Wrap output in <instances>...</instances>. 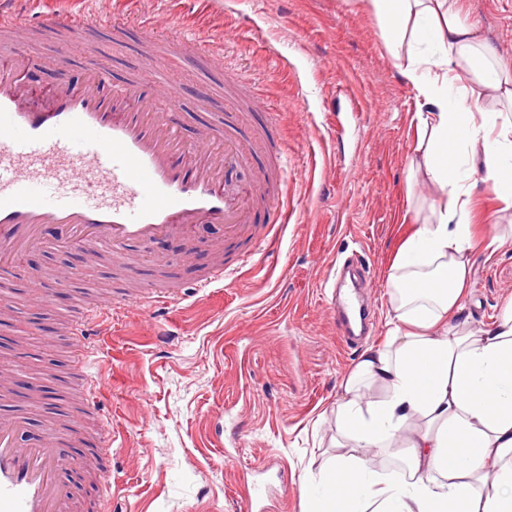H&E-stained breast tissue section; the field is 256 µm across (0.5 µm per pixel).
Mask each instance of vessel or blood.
Listing matches in <instances>:
<instances>
[{
  "instance_id": "vessel-or-blood-1",
  "label": "vessel or blood",
  "mask_w": 512,
  "mask_h": 512,
  "mask_svg": "<svg viewBox=\"0 0 512 512\" xmlns=\"http://www.w3.org/2000/svg\"><path fill=\"white\" fill-rule=\"evenodd\" d=\"M97 15L80 11L40 16L35 24L73 32L59 56L93 52L83 31ZM28 18L0 4V32L29 31ZM176 52L199 62L213 58L210 41L170 36ZM146 72L113 79L111 63L87 72L78 84L57 85L50 107L35 100L29 57L19 47L0 57V272L11 274L26 255L44 249L83 248L106 253L121 271L114 295L78 302L70 333L79 350L100 335L117 306L180 300L185 288L173 278L135 281L130 245L149 246L167 238L194 241L203 224H220L229 236L252 229L256 206L274 223L284 220L278 177L285 149L256 133L199 121L194 138L184 135L182 87L149 90ZM267 165L236 192H226L224 172ZM22 417L0 414V512H65L70 498L61 474L69 468L63 438L47 428L36 444L22 447Z\"/></svg>"
}]
</instances>
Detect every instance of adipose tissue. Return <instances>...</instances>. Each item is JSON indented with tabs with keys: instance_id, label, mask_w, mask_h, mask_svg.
Wrapping results in <instances>:
<instances>
[{
	"instance_id": "adipose-tissue-1",
	"label": "adipose tissue",
	"mask_w": 512,
	"mask_h": 512,
	"mask_svg": "<svg viewBox=\"0 0 512 512\" xmlns=\"http://www.w3.org/2000/svg\"><path fill=\"white\" fill-rule=\"evenodd\" d=\"M426 106L408 178L432 185L431 213L396 250L385 341L365 349L334 408L336 434L311 512H512V303L483 329L458 317L471 256L505 235L476 236L478 183L512 210V78L460 14V0H358ZM381 397L368 399L370 388ZM397 455L384 474L379 458Z\"/></svg>"
}]
</instances>
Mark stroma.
<instances>
[{
  "mask_svg": "<svg viewBox=\"0 0 512 512\" xmlns=\"http://www.w3.org/2000/svg\"><path fill=\"white\" fill-rule=\"evenodd\" d=\"M117 0L116 12L148 11L186 34L203 33L223 68L210 73L223 87L225 70L248 75L278 112L273 130L287 148L284 196L288 221L260 261L250 244H225L233 266L224 283L160 308L144 305L113 320L95 339L90 370L102 380L104 416L79 413L76 363L66 318L78 289L50 302L35 300L26 282L8 280L16 312L0 326V364L12 382L40 385L38 399H18L29 418L21 442L37 443L45 405L69 395V436L92 470L112 486V512H251L262 495L266 512H308L303 478H317L332 455V407L366 346L382 343L388 308L387 270L413 224L430 213L426 182L408 185L416 154L413 124L423 101L397 67L375 19L356 0ZM464 17L497 51L512 75V0H461ZM112 61L114 76L136 68V35L122 45L110 31H87ZM31 76L43 87L60 74L83 78L92 58L60 66V30L32 32ZM477 236L490 226L512 230L490 187L474 192ZM224 229L205 226L192 257L169 239L153 245L170 270L193 284L223 242ZM361 256L371 331L351 345L325 306L327 271ZM512 300V244L475 251L461 316L475 327L494 323ZM108 426L111 450L98 448ZM272 464L287 492L263 485L256 468Z\"/></svg>",
  "mask_w": 512,
  "mask_h": 512,
  "instance_id": "obj_1",
  "label": "stroma"
}]
</instances>
